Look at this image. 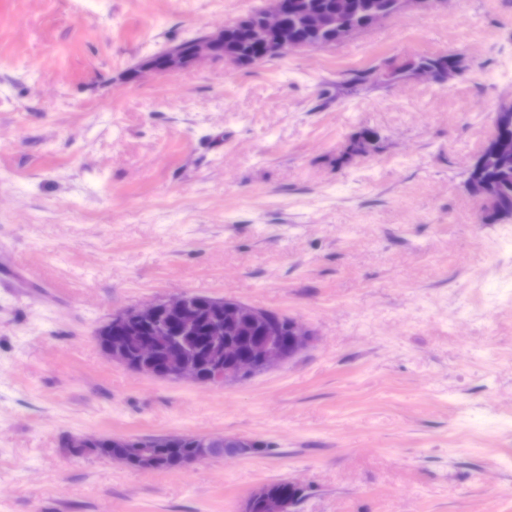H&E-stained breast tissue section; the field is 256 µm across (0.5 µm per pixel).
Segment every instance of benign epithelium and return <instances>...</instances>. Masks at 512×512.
Wrapping results in <instances>:
<instances>
[{
    "mask_svg": "<svg viewBox=\"0 0 512 512\" xmlns=\"http://www.w3.org/2000/svg\"><path fill=\"white\" fill-rule=\"evenodd\" d=\"M264 13L266 26L278 33L276 44L265 47V53L280 55L299 51L300 47L288 42V0H266ZM223 41L222 31L202 35L195 39L188 58L180 59L178 55L172 54L167 56L164 65L152 64L149 69L171 72L193 61L212 58L216 55V47ZM219 304L224 307V315L211 327V335L240 336L249 323L261 325L262 335L247 337L248 346L243 350L230 344L224 345V350L212 352L206 364L196 354L187 352L176 344V336L173 337L175 343L167 353L159 356L157 336L146 335V329L155 323L160 313L167 312L177 318L180 334L191 335L195 331L196 314L191 306V297L183 295L113 315L109 326L99 333L101 348L110 360L127 367L133 365L137 372L147 376L191 379L200 383L224 385L281 364L308 341L307 333L294 322L290 323L293 335L287 340L282 339L285 335L282 322L272 318L263 309L249 308L232 300H221ZM109 441L123 443L134 449L132 456L120 459L118 463L127 466L134 462L142 470L152 469L151 445H144L131 437H111ZM101 442L100 438L76 435L69 437L64 447L92 451Z\"/></svg>",
    "mask_w": 512,
    "mask_h": 512,
    "instance_id": "1",
    "label": "benign epithelium"
}]
</instances>
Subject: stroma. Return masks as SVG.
Returning a JSON list of instances; mask_svg holds the SVG:
<instances>
[{"mask_svg": "<svg viewBox=\"0 0 512 512\" xmlns=\"http://www.w3.org/2000/svg\"><path fill=\"white\" fill-rule=\"evenodd\" d=\"M264 0H0V512H512V221L468 173L512 94V0H410L326 48L147 69ZM455 54L459 74L348 72ZM368 141L361 152L350 145ZM181 294L312 333L232 385L110 361ZM224 437L138 471L66 436Z\"/></svg>", "mask_w": 512, "mask_h": 512, "instance_id": "35a3bbf8", "label": "stroma"}]
</instances>
